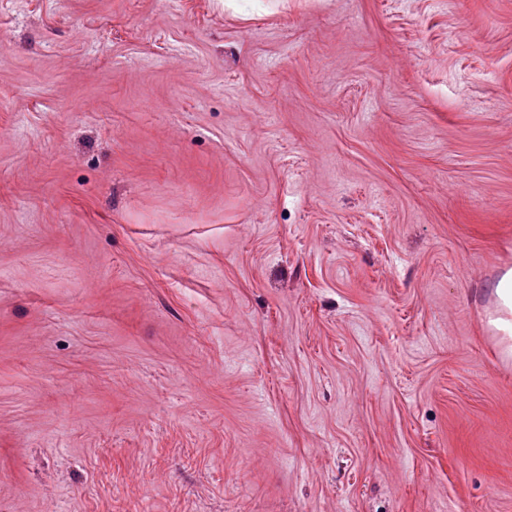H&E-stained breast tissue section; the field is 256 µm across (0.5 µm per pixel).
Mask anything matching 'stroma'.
Here are the masks:
<instances>
[{"label": "stroma", "mask_w": 512, "mask_h": 512, "mask_svg": "<svg viewBox=\"0 0 512 512\" xmlns=\"http://www.w3.org/2000/svg\"><path fill=\"white\" fill-rule=\"evenodd\" d=\"M512 0H0V512H512ZM496 300L495 315L491 325L500 333V346L505 357H512V269H507L492 284Z\"/></svg>", "instance_id": "1"}]
</instances>
